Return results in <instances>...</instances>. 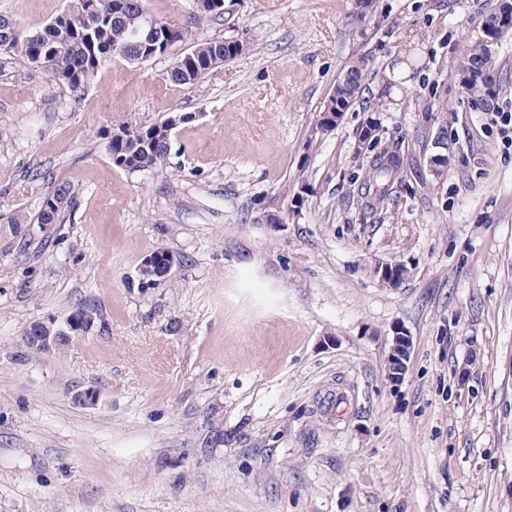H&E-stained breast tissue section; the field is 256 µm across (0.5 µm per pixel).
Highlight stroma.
<instances>
[{
    "mask_svg": "<svg viewBox=\"0 0 512 512\" xmlns=\"http://www.w3.org/2000/svg\"><path fill=\"white\" fill-rule=\"evenodd\" d=\"M67 4L0 15L35 30ZM496 4L224 0L198 25L193 0H151L244 46L185 86L164 79L184 43L78 94L0 54V512H512V139L458 82ZM359 56L360 96L312 135ZM174 113L163 168L114 165V131ZM371 122L407 156L374 214L354 183ZM60 184L58 223H36ZM153 252L170 274L144 285ZM82 302L93 334L26 348ZM409 355V339L403 332H395L389 360V377L399 381L405 373Z\"/></svg>",
    "mask_w": 512,
    "mask_h": 512,
    "instance_id": "obj_1",
    "label": "stroma"
}]
</instances>
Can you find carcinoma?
<instances>
[{
    "label": "carcinoma",
    "instance_id": "carcinoma-1",
    "mask_svg": "<svg viewBox=\"0 0 512 512\" xmlns=\"http://www.w3.org/2000/svg\"><path fill=\"white\" fill-rule=\"evenodd\" d=\"M95 14L93 24H53L40 29L25 31L5 16H0V34L12 35L9 55L21 58L29 67L36 68V57L41 60H61L57 67L47 69L49 76L77 93L92 81L102 68L101 59L121 58L131 64L150 61L144 50L131 38V30L138 21L140 9L147 8L146 0H89ZM167 47L176 43H188L190 49L181 58L191 60V67L171 68L166 72L167 80L176 85H192L209 70L224 63V51L231 46L224 40L213 39L197 42L189 27L176 26L165 38ZM366 60L358 57L349 62L336 82V86L325 99L321 111L347 112L362 89ZM487 74L499 75V66L493 55L475 54L471 70L458 71L471 88L470 100L477 106L490 96L489 86L484 82ZM177 115L172 114L162 121L143 127H132L131 134L124 138L111 139L109 151L113 160L123 163L124 169L144 171L163 166L171 151V124ZM406 166L405 155L396 146L373 150L368 160L362 163L360 181L362 197L371 200V208L389 200L390 187L402 179ZM69 189L59 186L48 197L37 215V223L54 224L67 202Z\"/></svg>",
    "mask_w": 512,
    "mask_h": 512
}]
</instances>
